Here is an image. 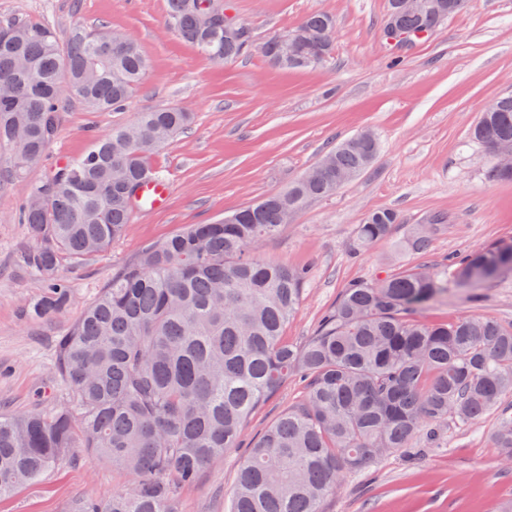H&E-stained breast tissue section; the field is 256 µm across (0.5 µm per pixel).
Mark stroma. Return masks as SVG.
I'll use <instances>...</instances> for the list:
<instances>
[{"mask_svg": "<svg viewBox=\"0 0 512 512\" xmlns=\"http://www.w3.org/2000/svg\"><path fill=\"white\" fill-rule=\"evenodd\" d=\"M224 6L253 35L249 50L231 62L205 56L169 28L167 0H0V23L36 20L63 37L72 27L107 22L135 35L151 60L122 111L95 112L65 101L54 141L23 178L12 174V152L0 150L1 413L44 411L68 398L67 386L52 374L55 341L143 247L284 190L361 132L379 140L371 166L334 194L309 202L258 248L270 262L310 269L299 311L284 330L288 342L313 336L351 282L408 268L447 270L469 252L512 241V181L488 179L492 159L471 136L479 113L512 93V0H468L396 66L383 34L388 0H224ZM314 12L336 20L330 58L302 70L273 67L262 43ZM162 106L193 115L150 158L170 185L168 207L133 213L125 236L93 259L64 260L71 304L52 316H33L42 290L21 261L31 240L19 213L29 186L85 154L94 138ZM380 209L397 212L399 224L355 250L358 224ZM419 226L431 235L425 254L405 245ZM469 316L512 325V275L473 295L449 288L415 314L429 324ZM305 394L292 378L260 405L238 447L211 464L196 486L181 490L180 512H229L250 445ZM497 422L494 413L473 424L448 420L437 442L416 455L390 453L346 474L321 512H491L512 501V461L493 446ZM128 483L124 473L82 454L0 499V512H68L75 498L107 496Z\"/></svg>", "mask_w": 512, "mask_h": 512, "instance_id": "35a3bbf8", "label": "stroma"}]
</instances>
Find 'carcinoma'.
Returning a JSON list of instances; mask_svg holds the SVG:
<instances>
[{
  "label": "carcinoma",
  "instance_id": "1",
  "mask_svg": "<svg viewBox=\"0 0 512 512\" xmlns=\"http://www.w3.org/2000/svg\"><path fill=\"white\" fill-rule=\"evenodd\" d=\"M432 16L398 15L414 43L461 12L466 0H444ZM167 25L217 61L240 57L248 28L224 37L219 0H167ZM332 15L312 13L292 30L317 42L305 59H281L270 38L262 46L275 66L298 69L324 61ZM149 60L136 39L103 27L70 29L60 42L35 21L0 23V149L16 157L14 172L42 158L57 130L64 99L94 111L121 109L141 84ZM192 122L181 107L142 112L112 128L78 159L31 186L23 223L34 241L24 252L44 293L40 316L73 295L62 259L83 260L121 238L134 198L151 171L148 156ZM487 153L512 145V95L483 112L473 130ZM379 149L353 136L321 162L357 176ZM336 192V175L308 170L283 192L233 213L231 224H192L145 247L57 339L53 370L70 400L45 413H0V498L39 481L76 449L129 475L106 497L77 499L70 512H180L179 492L197 482L224 451L237 447L249 414L288 378L306 382L305 399L288 408L254 443L240 467L232 512H321L339 476L382 455L412 453L432 443L448 419L476 423L512 395V327L482 316L426 324L412 315L448 290L441 272L406 270L344 288L317 333L300 345L283 339L298 310L305 268L267 262L255 250L285 224L284 210ZM399 215L374 211L359 225L356 248L387 237ZM453 282L473 289L512 274V243L471 252L454 262ZM494 445L512 459V420L501 414Z\"/></svg>",
  "mask_w": 512,
  "mask_h": 512
}]
</instances>
